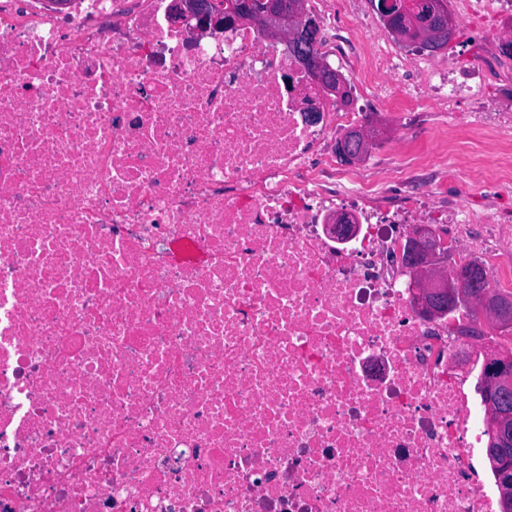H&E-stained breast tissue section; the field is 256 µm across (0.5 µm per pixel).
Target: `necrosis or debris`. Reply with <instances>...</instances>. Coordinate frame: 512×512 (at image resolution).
I'll return each mask as SVG.
<instances>
[{
	"instance_id": "4bbe7bcc",
	"label": "necrosis or debris",
	"mask_w": 512,
	"mask_h": 512,
	"mask_svg": "<svg viewBox=\"0 0 512 512\" xmlns=\"http://www.w3.org/2000/svg\"><path fill=\"white\" fill-rule=\"evenodd\" d=\"M306 2L355 109L257 24L0 0V512H493L469 339L415 311L391 227L439 220L503 288L504 219L446 200L439 174L472 181L456 147L430 176L395 147L337 168L333 143L393 99L405 133L459 111L512 149L485 95L512 66L495 42L443 66L365 0ZM339 210L366 227L345 245Z\"/></svg>"
}]
</instances>
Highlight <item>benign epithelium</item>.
<instances>
[{"instance_id": "benign-epithelium-1", "label": "benign epithelium", "mask_w": 512, "mask_h": 512, "mask_svg": "<svg viewBox=\"0 0 512 512\" xmlns=\"http://www.w3.org/2000/svg\"><path fill=\"white\" fill-rule=\"evenodd\" d=\"M264 8L250 9L251 0H180L172 13L173 21L191 16L202 29L223 28L241 23L265 26L276 36H285L291 46L310 48L317 35L308 20L304 0H263ZM378 10L392 32L410 44L433 49L444 46L455 28L454 19L439 0H378ZM321 89L345 102L350 91L342 75L323 58L311 53L306 57ZM380 130L374 126H356L336 139V156L346 164L362 163L371 153ZM327 230L342 243L357 237L360 225L353 215L338 211L336 222ZM448 253V242L430 224H414L400 243L398 260L408 270L407 288L414 309L425 317L443 318L464 306L476 311L490 327L512 331V299L485 289L479 273L459 264L447 271L439 270L440 259ZM481 383L485 386L484 406L489 421L490 440L487 455L492 460L496 485L504 502L512 501V354L493 351L484 355Z\"/></svg>"}]
</instances>
